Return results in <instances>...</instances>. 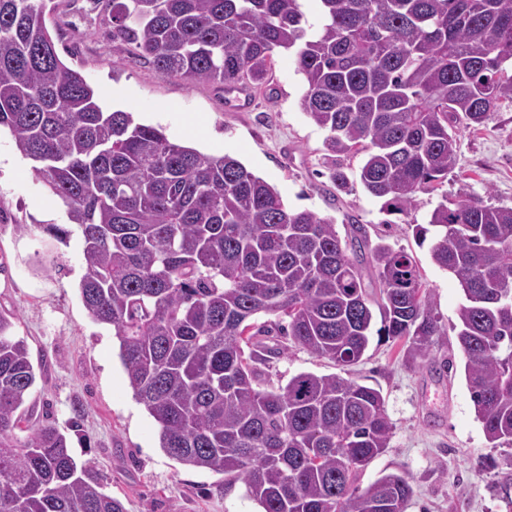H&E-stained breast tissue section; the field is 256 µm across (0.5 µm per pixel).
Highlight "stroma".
I'll use <instances>...</instances> for the list:
<instances>
[{"instance_id":"stroma-1","label":"stroma","mask_w":512,"mask_h":512,"mask_svg":"<svg viewBox=\"0 0 512 512\" xmlns=\"http://www.w3.org/2000/svg\"><path fill=\"white\" fill-rule=\"evenodd\" d=\"M107 0H48L45 23L64 64L101 91L111 109L161 128L175 143L230 155L272 184L289 208L335 220L340 237L362 227L367 246L389 244L411 254L447 328L428 360L406 362L400 342L370 344L351 376L380 389L393 426L389 448L362 472L368 486L386 473L409 474L405 512H512L499 485L512 478L503 449L490 447L464 376L454 328L463 293L457 278L433 264L413 227L442 198L460 194L512 206V100L476 128L456 131V162L441 190L421 191L408 214L383 211L360 184L337 189L329 175L326 133L300 107L305 81L293 55H276L266 86L247 93L219 82L161 73L134 45L113 40ZM120 99H112L113 90ZM204 131L191 135L187 120ZM63 203L36 179L32 164L0 133V312L30 350L36 373L31 420L59 428L79 422L73 453L93 459L94 476L126 512H260L243 483L179 464L159 446L158 428L128 385L111 327L86 311L78 284L86 272L79 235L67 242L45 232L67 224ZM335 365L293 347L268 367L273 384L301 372L331 374Z\"/></svg>"}]
</instances>
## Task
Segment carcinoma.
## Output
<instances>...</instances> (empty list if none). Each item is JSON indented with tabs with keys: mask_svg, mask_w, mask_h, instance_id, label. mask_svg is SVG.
Here are the masks:
<instances>
[{
	"mask_svg": "<svg viewBox=\"0 0 512 512\" xmlns=\"http://www.w3.org/2000/svg\"><path fill=\"white\" fill-rule=\"evenodd\" d=\"M45 2L0 0V127L75 226L44 230L80 235L81 300L112 327L159 447L243 482L262 512H404L408 474L357 484L392 424L381 392L342 372L374 334L413 361L446 335L414 257L366 251L361 228L341 238L237 159L109 110L60 59ZM109 2L112 39L167 75L258 87L277 53H293L301 106L327 132L329 156L364 154L359 183L393 214L448 177L458 126L512 99V0H319L311 33L301 0ZM415 236L460 284L456 336L475 414L492 447L511 448L512 206L445 195ZM365 263L380 284L375 331ZM260 314L276 321L251 323ZM290 345L340 372L270 385L263 365ZM35 383L27 344L0 313V512H125L68 433L25 425Z\"/></svg>",
	"mask_w": 512,
	"mask_h": 512,
	"instance_id": "cac0c4a2",
	"label": "carcinoma"
}]
</instances>
